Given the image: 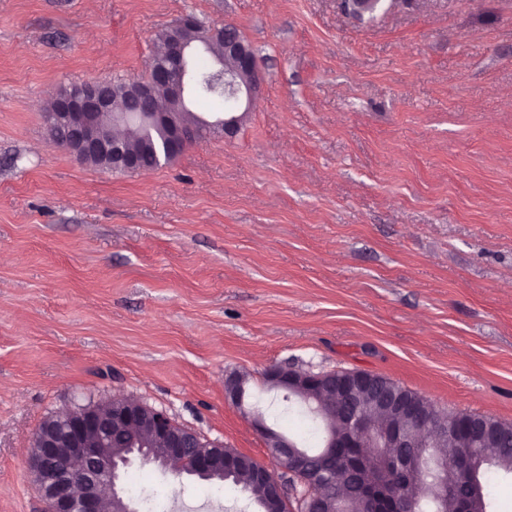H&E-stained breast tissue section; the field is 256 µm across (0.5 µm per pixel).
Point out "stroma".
Wrapping results in <instances>:
<instances>
[{"instance_id": "stroma-1", "label": "stroma", "mask_w": 512, "mask_h": 512, "mask_svg": "<svg viewBox=\"0 0 512 512\" xmlns=\"http://www.w3.org/2000/svg\"><path fill=\"white\" fill-rule=\"evenodd\" d=\"M185 14L255 49L238 133L144 172L58 147L52 92L144 76ZM279 364L512 423V0H0V512H45L28 454L78 403L133 397L270 463L253 414L298 433ZM128 472L137 512H256ZM370 372L363 370H349L347 375L340 381L335 383V389L343 396L350 398L361 392L367 385H369Z\"/></svg>"}]
</instances>
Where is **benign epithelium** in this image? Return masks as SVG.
Here are the masks:
<instances>
[{"label":"benign epithelium","mask_w":512,"mask_h":512,"mask_svg":"<svg viewBox=\"0 0 512 512\" xmlns=\"http://www.w3.org/2000/svg\"><path fill=\"white\" fill-rule=\"evenodd\" d=\"M379 3L380 0H343V7L349 12L363 14L377 9ZM209 40L223 41L224 58L233 61L230 69H214L224 78V90L230 98L224 115L208 120L197 114L193 121L181 122L174 118V113L161 112L154 107V94L159 88L167 91L171 105L176 109L187 108L192 94L194 72L188 64L190 45L176 37L172 42V53L178 59L179 74H173L167 67H148L146 77L138 81L131 93L138 104L132 110L113 113L110 126L98 122V113L111 105L109 80L101 79L75 88L65 86L52 94L55 107L49 116L72 132L71 153L85 163L98 161L107 171H134L138 166L137 158L119 141L112 129L114 125L166 127L165 154L169 156L180 154L187 146L214 133L234 136L259 96L263 77L248 41L224 39L222 26L210 30ZM329 377V373L303 372L288 366H273L265 373V380L271 387L288 391L290 397L305 391H318ZM367 385L368 372L351 370L335 384V389L349 398ZM225 392L230 400L242 403L244 382L238 376L227 378ZM374 413L412 418L413 430L404 436L381 425L372 417ZM55 421L56 424L48 427L39 425L28 458L29 472L46 501L48 512H104L102 505L106 499H121L119 463L107 451L108 433L120 427L148 432V444L162 448L160 466L179 474L186 473L183 464L190 454L194 455V475L198 477L222 475L244 463L249 465L253 481L279 501L280 512H292L288 493L290 479L298 481L315 495L321 501L323 512L344 510L323 495V489L319 487L323 474L316 467L315 457L295 451L282 455L281 449L293 447L292 442L260 419L253 420V424L265 439L277 465L275 469L246 455L229 457L221 446L201 452L195 450L192 441L176 431L175 424L163 412L133 398H119L105 407L72 408ZM346 430L357 437L349 439L331 429L325 447L334 448L339 444L353 449L344 460V466L349 470L371 459H385L386 448H433L439 440L438 434L430 428V419L417 415L415 404L395 390L371 396L368 409L356 408L347 419ZM496 434L497 430L491 427L489 420L471 419L460 431V435L475 446L489 443ZM401 463L427 475V480L409 488L407 497L410 501L418 503L425 496L438 495L440 486L433 476L448 464L433 455L417 453L402 455ZM359 500V512H385L379 503L378 487L372 483L365 484Z\"/></svg>","instance_id":"1"}]
</instances>
